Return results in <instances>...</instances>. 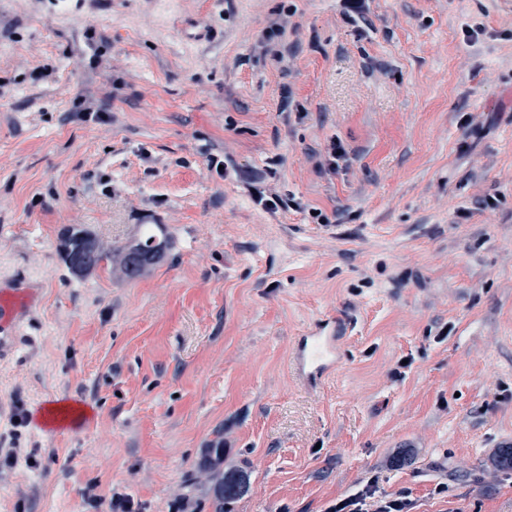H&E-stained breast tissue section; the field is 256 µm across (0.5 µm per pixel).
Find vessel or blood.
I'll use <instances>...</instances> for the list:
<instances>
[{"label":"vessel or blood","mask_w":512,"mask_h":512,"mask_svg":"<svg viewBox=\"0 0 512 512\" xmlns=\"http://www.w3.org/2000/svg\"><path fill=\"white\" fill-rule=\"evenodd\" d=\"M39 288L34 279H0V352L11 349L21 320L35 303ZM339 356V338L323 322L296 340L292 371L301 385L314 387L335 371Z\"/></svg>","instance_id":"obj_1"}]
</instances>
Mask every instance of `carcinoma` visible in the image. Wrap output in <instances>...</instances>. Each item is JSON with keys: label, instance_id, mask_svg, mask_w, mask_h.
Listing matches in <instances>:
<instances>
[{"label": "carcinoma", "instance_id": "obj_1", "mask_svg": "<svg viewBox=\"0 0 512 512\" xmlns=\"http://www.w3.org/2000/svg\"><path fill=\"white\" fill-rule=\"evenodd\" d=\"M169 247L166 235H157L151 225H143L138 235L104 248L97 238L84 228L67 226L60 234V251L69 271L79 277L105 266L112 277L134 280L148 273L164 256ZM199 467L208 473L207 495L213 512H229L230 506L243 498L250 488V474L237 463L224 464V444L218 442L202 450Z\"/></svg>", "mask_w": 512, "mask_h": 512}]
</instances>
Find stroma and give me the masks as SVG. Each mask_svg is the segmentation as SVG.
Segmentation results:
<instances>
[{"label": "stroma", "mask_w": 512, "mask_h": 512, "mask_svg": "<svg viewBox=\"0 0 512 512\" xmlns=\"http://www.w3.org/2000/svg\"><path fill=\"white\" fill-rule=\"evenodd\" d=\"M0 84V277L42 283L0 356V512H212L219 438L250 473L231 512L370 479L512 512L485 475L512 442V0H0ZM143 224L171 245L137 280L59 255L63 227ZM329 314L307 389L291 345ZM330 322L323 320L307 336L295 341L291 367L304 387H316L336 369L340 356L339 336L329 327Z\"/></svg>", "instance_id": "stroma-1"}]
</instances>
